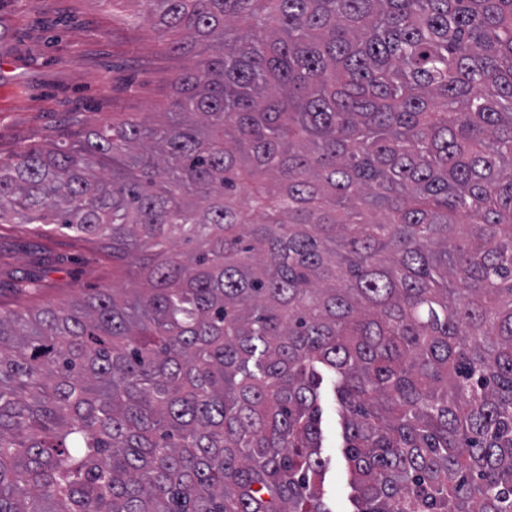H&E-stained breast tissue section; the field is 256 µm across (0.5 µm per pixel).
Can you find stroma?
Returning a JSON list of instances; mask_svg holds the SVG:
<instances>
[{
  "mask_svg": "<svg viewBox=\"0 0 512 512\" xmlns=\"http://www.w3.org/2000/svg\"><path fill=\"white\" fill-rule=\"evenodd\" d=\"M139 0H0V159L31 144L75 143L124 113L162 111L188 66L140 20ZM41 277L30 288L31 273ZM112 283V262L92 243L24 224H0V308L39 307ZM327 499L352 512L337 403L322 386Z\"/></svg>",
  "mask_w": 512,
  "mask_h": 512,
  "instance_id": "obj_1",
  "label": "stroma"
}]
</instances>
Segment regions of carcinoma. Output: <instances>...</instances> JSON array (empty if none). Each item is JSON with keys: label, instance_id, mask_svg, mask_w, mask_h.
<instances>
[{"label": "carcinoma", "instance_id": "obj_1", "mask_svg": "<svg viewBox=\"0 0 512 512\" xmlns=\"http://www.w3.org/2000/svg\"><path fill=\"white\" fill-rule=\"evenodd\" d=\"M167 110L0 160L129 288L0 310V512H512V0H143ZM321 406L323 409L322 426L325 435V447L322 456L331 460L330 469L326 475L327 499L335 512L353 511L350 502L351 490L346 482L343 470V448L337 429V403L331 387L322 385Z\"/></svg>", "mask_w": 512, "mask_h": 512}]
</instances>
